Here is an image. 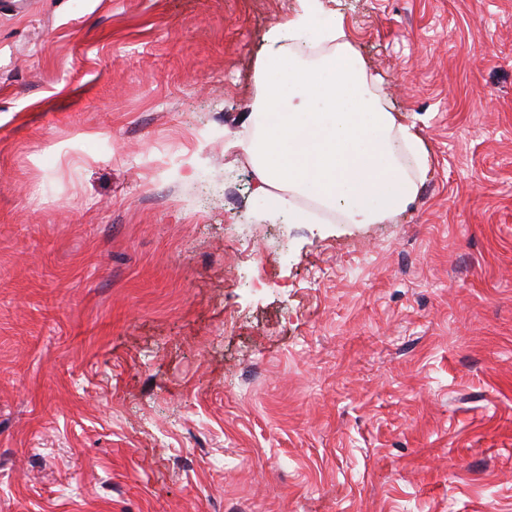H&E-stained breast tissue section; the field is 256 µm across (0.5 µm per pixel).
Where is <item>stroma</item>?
<instances>
[{
	"label": "stroma",
	"mask_w": 512,
	"mask_h": 512,
	"mask_svg": "<svg viewBox=\"0 0 512 512\" xmlns=\"http://www.w3.org/2000/svg\"><path fill=\"white\" fill-rule=\"evenodd\" d=\"M428 170L268 217L299 0H0V512H512V0H323Z\"/></svg>",
	"instance_id": "obj_1"
}]
</instances>
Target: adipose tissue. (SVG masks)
Masks as SVG:
<instances>
[{
    "instance_id": "adipose-tissue-1",
    "label": "adipose tissue",
    "mask_w": 512,
    "mask_h": 512,
    "mask_svg": "<svg viewBox=\"0 0 512 512\" xmlns=\"http://www.w3.org/2000/svg\"><path fill=\"white\" fill-rule=\"evenodd\" d=\"M305 35L333 44L314 61L284 51ZM342 20L321 0H302L286 24L262 37L256 64L258 110L253 136L241 145L258 175L255 195L297 224L312 222L293 196L341 214L347 224H375L404 211L417 184L399 155L428 168L422 140L402 113L383 107L360 56L345 42Z\"/></svg>"
}]
</instances>
